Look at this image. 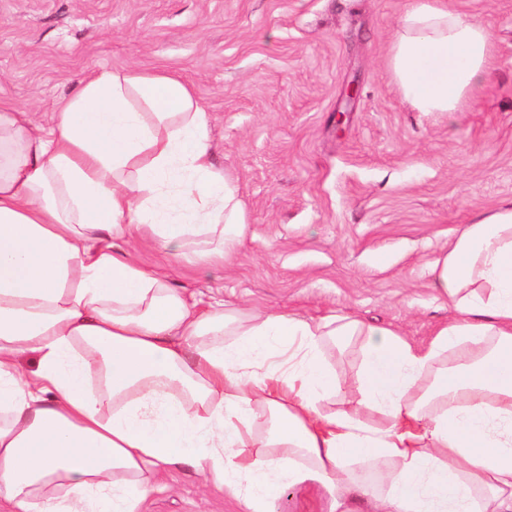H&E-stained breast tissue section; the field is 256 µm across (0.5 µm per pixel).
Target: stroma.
I'll use <instances>...</instances> for the list:
<instances>
[{
    "instance_id": "obj_1",
    "label": "stroma",
    "mask_w": 512,
    "mask_h": 512,
    "mask_svg": "<svg viewBox=\"0 0 512 512\" xmlns=\"http://www.w3.org/2000/svg\"><path fill=\"white\" fill-rule=\"evenodd\" d=\"M405 2L0 0V101L45 122L89 71L180 75L245 233L221 264L145 243L140 263L204 304L348 314L425 346L451 316L433 262L461 225L512 203V0H448L495 38L471 104L452 113L417 111L392 80ZM140 512L246 508L184 468Z\"/></svg>"
}]
</instances>
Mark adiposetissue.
Masks as SVG:
<instances>
[{"instance_id":"adipose-tissue-1","label":"adipose tissue","mask_w":512,"mask_h":512,"mask_svg":"<svg viewBox=\"0 0 512 512\" xmlns=\"http://www.w3.org/2000/svg\"><path fill=\"white\" fill-rule=\"evenodd\" d=\"M493 48L447 0H407L388 66L419 111L458 112ZM244 229L180 76L91 71L45 125L0 102V506L138 512L190 466L247 512L289 491L350 512L340 489L376 512H512V203L435 262L453 316L425 347L349 315L202 307L130 249L220 259ZM355 340L337 377L328 350ZM359 342L352 343L342 355L337 353L331 362L336 369V374L341 378L350 377L358 364Z\"/></svg>"}]
</instances>
